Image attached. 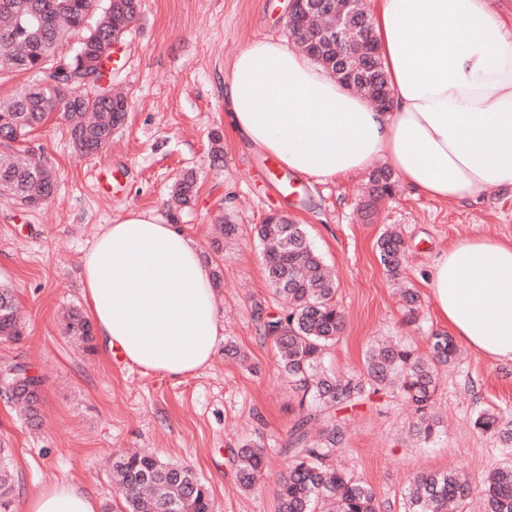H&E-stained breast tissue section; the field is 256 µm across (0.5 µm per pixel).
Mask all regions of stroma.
<instances>
[{"label":"stroma","instance_id":"35a3bbf8","mask_svg":"<svg viewBox=\"0 0 512 512\" xmlns=\"http://www.w3.org/2000/svg\"><path fill=\"white\" fill-rule=\"evenodd\" d=\"M288 0H141L140 18L116 48L110 67L128 94L126 124L107 150L77 155L63 123L50 119L28 148L56 174L51 199L20 210L0 197V284L21 311L20 339L0 338V368L26 365L42 379L35 417L0 398V448L11 454L14 494L6 512H25L41 487L71 482L117 505L114 456L139 449L190 467L208 486L214 512H276L272 488L243 489L233 451L260 439L267 477L289 464L282 449L298 416V397L276 366L253 311L279 314L267 285L254 227L272 212L306 226L334 271L345 328L325 355L330 370L360 372L371 343L393 337L425 351L431 333L445 331L428 288L434 258L456 240H512V190L491 188L479 203L448 205L414 194L396 181L375 211L365 209L369 172L316 183L293 177L298 193L283 195L265 173L266 154L228 128L224 79L248 42L286 39ZM224 137V164L211 165L209 134ZM199 177L193 208L182 218L201 254L215 253L223 284L216 291L223 327L212 364L173 379L146 373L64 332V316L86 312L81 259L104 225L127 211L165 216L181 173ZM235 227L213 252V221ZM396 228L408 253L404 279L421 308L409 319L377 254L376 241ZM234 344L239 357L227 356ZM433 409L442 422L424 444L407 431L410 409L389 391L339 406L344 436L333 457L374 490L380 512H404L403 494L419 473L460 471L480 485L491 465L512 461L497 436L477 430L486 409L512 418V365L490 362L469 347L439 369Z\"/></svg>","mask_w":512,"mask_h":512}]
</instances>
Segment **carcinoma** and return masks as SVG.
<instances>
[{"label": "carcinoma", "mask_w": 512, "mask_h": 512, "mask_svg": "<svg viewBox=\"0 0 512 512\" xmlns=\"http://www.w3.org/2000/svg\"><path fill=\"white\" fill-rule=\"evenodd\" d=\"M140 15V0H0V74L25 72L33 83L0 101V195L10 196L22 209L41 206L52 195L55 178L41 162L21 161L14 145L57 116L66 125L75 152L94 155L107 149L113 133L126 121L128 102L113 84L105 85L106 67L82 65L78 52L60 54V45L80 35L77 47L108 55L112 41L126 37ZM336 23V0L316 14L313 24L325 29ZM346 72L362 73L377 93L388 85L380 54L368 43L357 45ZM197 193V176L186 172L173 191L168 220L180 223ZM262 245L264 274L282 310L274 316L257 310L262 338L271 342L282 375L299 396L300 414L288 430L283 451L290 456L286 472L275 480L278 512H379L372 487L326 463L338 443L340 422L328 414L333 407L360 400L365 393L388 389L411 408L410 432L427 442L438 434L440 421L431 411L437 391V367L452 362L456 347L451 336H430V358L397 340L376 343L367 350L363 372L337 376L323 366L324 353L344 329L336 305L337 283L311 245L303 225L281 214L256 227ZM380 263L391 277L404 269L405 245L394 231L377 240ZM66 333L89 342L91 324L78 314L69 317ZM22 335L12 289L0 285V336ZM27 368L0 370V392L34 412V392L17 384ZM320 440H312L315 424ZM474 426L512 445V420L493 412L480 413ZM237 478L246 490L264 486L265 445L253 441L235 451ZM121 512H213L208 488L189 468L163 462L153 455L122 456L113 463ZM13 491L6 451L0 448V499ZM474 487L462 474L423 473L404 493L405 512H457ZM481 493L484 512H512V464L488 471Z\"/></svg>", "instance_id": "cac0c4a2"}]
</instances>
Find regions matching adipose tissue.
Segmentation results:
<instances>
[{
	"label": "adipose tissue",
	"mask_w": 512,
	"mask_h": 512,
	"mask_svg": "<svg viewBox=\"0 0 512 512\" xmlns=\"http://www.w3.org/2000/svg\"><path fill=\"white\" fill-rule=\"evenodd\" d=\"M391 106L381 111L278 39L256 40L224 82L232 126L288 170L327 182L385 159L415 193L451 205L512 189V26L487 0H376ZM101 343L172 378L208 366L222 326L209 271L181 225L139 210L106 225L82 259ZM458 341L512 363V242L462 239L428 283ZM26 512H99L77 484L30 497Z\"/></svg>",
	"instance_id": "adipose-tissue-1"
}]
</instances>
